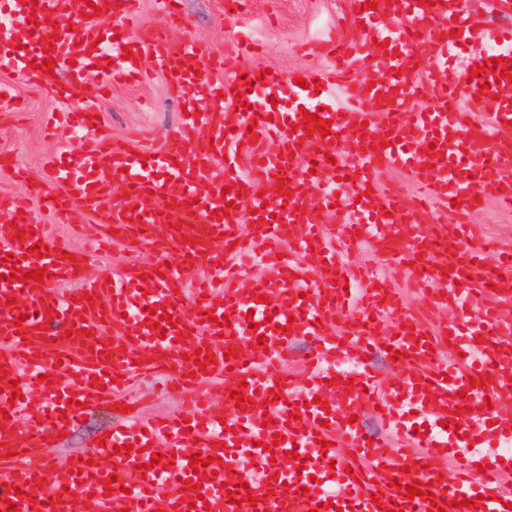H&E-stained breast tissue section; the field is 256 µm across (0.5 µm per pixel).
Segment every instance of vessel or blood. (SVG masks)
Here are the masks:
<instances>
[{"mask_svg": "<svg viewBox=\"0 0 512 512\" xmlns=\"http://www.w3.org/2000/svg\"><path fill=\"white\" fill-rule=\"evenodd\" d=\"M365 2L350 0L367 38H343L335 27L302 43V52L330 66L304 72L298 85L273 73L259 77L233 57H204L190 41L173 45L157 27L116 36L113 19L133 21L138 0H0V17L26 20L28 32L20 42L0 29V66L67 105L63 127L49 126L50 134H89L79 151L46 158L42 209L62 215L75 202L108 209L126 241L158 253L153 264L111 278L77 275L47 225L33 224L23 201L0 197V510L10 500L19 512H274L285 498L294 512H318L329 502L343 512H428L434 503L446 512H512L495 488L499 472L512 467V454L500 451L512 442V404L503 399L512 388V255L498 269L485 268L484 245L472 239L467 221L475 195L512 204V101L502 96L512 79L496 80L490 70L496 56L512 65V27L474 20L466 0H375L372 10ZM63 3L69 13L87 14L81 32L61 23ZM386 19L393 22L387 29ZM490 44L496 55L483 53ZM48 57L55 66L98 74V95L73 104V86L46 74ZM147 68L165 76L187 116L165 143L144 135L136 148L116 146L101 129L103 95ZM312 80L335 90L338 102L320 109L307 87ZM428 82L439 87L436 100L417 108ZM249 86L264 93L252 109L236 102ZM201 91L212 111L198 112ZM477 106L488 120H476ZM309 113L330 121L328 135L306 131ZM270 136L279 141L273 154L262 149ZM335 141L343 148L326 175L325 153ZM385 168L404 169L413 193L371 189ZM278 178L289 180L291 193L273 215L260 192ZM237 184L242 192H234ZM116 185L123 190L117 204ZM318 196L345 217L332 231L311 218ZM435 200L457 203L455 224L417 223ZM223 208L228 216L214 218ZM245 209L259 215L246 237L238 226ZM363 241L375 254L409 263L414 286L445 319L432 324L408 310L371 267L351 271L336 262L332 245ZM35 245L40 254H31ZM252 250L276 265L275 278L204 279L188 291L180 268L164 261L177 253L220 272ZM36 269L47 270L44 281L24 280ZM384 315L395 331L379 341L374 331ZM286 336L312 341L305 388L282 369ZM444 342L452 361L438 352ZM381 344L399 354L394 384L379 388L363 373L337 381L332 367L345 347L367 358ZM197 353L211 358L205 371L196 369ZM165 368L176 369L182 389L207 375L244 378L251 408L225 415L207 393L190 399L187 416L129 414L92 445L86 461L36 463L39 450L79 421L83 406L118 401L131 381ZM55 369L63 379L43 383ZM273 389L281 395L275 402L268 399ZM45 394L49 402L30 412L31 398ZM373 407L385 435L360 427L359 417ZM422 416L428 427L418 435L413 427ZM454 418L461 429L451 427ZM389 433L404 447L388 448ZM169 448L173 467L152 465L153 455ZM462 448L468 454L456 476L444 479L443 461ZM196 454L211 461L198 474L189 465ZM247 464L261 477L243 487ZM417 481L428 484L429 495L408 497L407 486ZM474 498L477 508H467Z\"/></svg>", "mask_w": 512, "mask_h": 512, "instance_id": "b4317fda", "label": "vessel or blood"}]
</instances>
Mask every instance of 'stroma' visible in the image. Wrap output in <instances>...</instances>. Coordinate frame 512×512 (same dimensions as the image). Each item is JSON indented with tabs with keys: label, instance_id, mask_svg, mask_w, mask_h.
I'll use <instances>...</instances> for the list:
<instances>
[{
	"label": "stroma",
	"instance_id": "1",
	"mask_svg": "<svg viewBox=\"0 0 512 512\" xmlns=\"http://www.w3.org/2000/svg\"><path fill=\"white\" fill-rule=\"evenodd\" d=\"M343 8L344 0H247L246 14L238 21L228 15L226 0H183L184 20L172 25L158 12L155 0H141L138 20L166 28L172 43H197L207 55L233 50L238 27L246 26L265 47L261 55L248 59V67L285 77L302 69L328 67V59L299 54L296 47L333 25ZM1 83L14 87L26 109L15 112L0 106V195L25 199L35 221L49 225L55 237L87 255V273L118 271L154 261L155 254L149 247L122 240L113 242L109 252L98 253L95 240L107 224L106 213L91 214L77 205L68 217L61 218L41 209L38 197L46 181L37 172L39 161L44 152L57 147L47 136L43 120L58 103L18 72L0 69ZM180 112L177 95L169 90L164 77L156 75L140 85L113 87L102 106L101 123L112 140L122 146L132 145L134 133L142 128L152 129L162 142L178 126ZM19 168L32 171L33 179L17 180L14 172ZM472 230L476 239L493 243L495 252L486 264L496 266L497 252L512 249V209L493 200L484 201L472 216ZM132 394L141 399L140 411L147 416L162 415L181 405L166 391L161 377L142 380ZM119 419V413L109 405L86 411L66 437L47 450L46 462L58 466L84 455Z\"/></svg>",
	"mask_w": 512,
	"mask_h": 512
}]
</instances>
